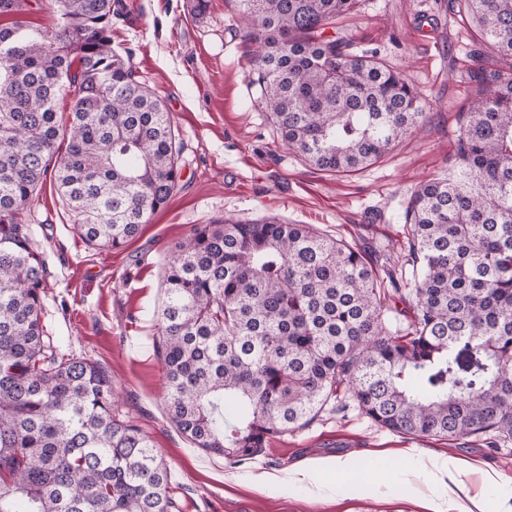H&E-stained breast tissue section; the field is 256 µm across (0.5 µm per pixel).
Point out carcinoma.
Returning <instances> with one entry per match:
<instances>
[{"mask_svg": "<svg viewBox=\"0 0 512 512\" xmlns=\"http://www.w3.org/2000/svg\"><path fill=\"white\" fill-rule=\"evenodd\" d=\"M51 2L48 29L27 20L32 0H0V512H172L168 468L106 370L47 334L25 211L51 173L85 243L122 248L178 189L177 134L112 50L119 0ZM242 2L261 104L312 167L363 170L416 129L425 102L401 72L325 35L355 0ZM459 12L512 57V0ZM468 77L456 161L413 192L392 288L357 246L275 217L196 224L175 245L157 351L196 447L242 462L345 398L397 433L512 441V77ZM402 292L410 321L392 335ZM405 298V295H403ZM401 299L400 295L394 294V299L389 301V309L385 312L387 318L388 327L392 332L396 330H403L406 327L407 316H408V298Z\"/></svg>", "mask_w": 512, "mask_h": 512, "instance_id": "obj_1", "label": "carcinoma"}]
</instances>
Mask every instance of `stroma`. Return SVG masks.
I'll return each instance as SVG.
<instances>
[{
    "mask_svg": "<svg viewBox=\"0 0 512 512\" xmlns=\"http://www.w3.org/2000/svg\"><path fill=\"white\" fill-rule=\"evenodd\" d=\"M112 48L160 99L180 131L182 177L167 208L122 249L89 247L52 184L26 222L46 262L44 321L63 353L104 366L122 411L158 448L170 471L173 512H426L430 476L407 487L411 452L453 454L493 467L500 488L489 508L512 495V443L484 437L449 441L377 426L354 401L327 406L305 429L271 441L238 464L196 448L172 424L155 350L161 331L164 265L192 225L215 219L277 217L313 225L356 245L378 281L409 257L405 212L412 192L447 172L455 154L454 114L474 91L470 53L479 48L457 0H357L329 35L377 52L420 91L426 114L416 131L378 163L354 174L311 167L284 146L252 85V47L239 0H121ZM354 455L384 461L377 481L357 486L328 475L319 492L264 488L263 472L285 473L306 458Z\"/></svg>",
    "mask_w": 512,
    "mask_h": 512,
    "instance_id": "stroma-1",
    "label": "stroma"
}]
</instances>
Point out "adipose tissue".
<instances>
[{"instance_id": "adipose-tissue-1", "label": "adipose tissue", "mask_w": 512, "mask_h": 512, "mask_svg": "<svg viewBox=\"0 0 512 512\" xmlns=\"http://www.w3.org/2000/svg\"><path fill=\"white\" fill-rule=\"evenodd\" d=\"M418 466L420 469L434 471L448 478V483L442 491L431 494L427 504L429 512H487L484 491L498 484V473L481 471L483 490L476 493L471 489L469 470L462 466L457 457L427 456L419 459Z\"/></svg>"}]
</instances>
